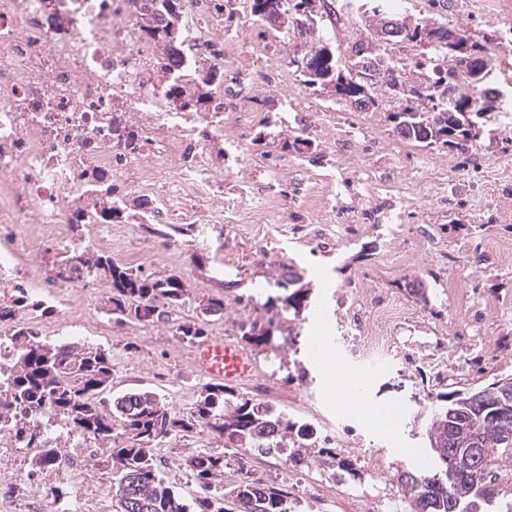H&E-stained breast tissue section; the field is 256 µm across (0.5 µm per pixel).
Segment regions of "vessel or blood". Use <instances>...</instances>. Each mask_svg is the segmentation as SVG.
<instances>
[{"mask_svg":"<svg viewBox=\"0 0 512 512\" xmlns=\"http://www.w3.org/2000/svg\"><path fill=\"white\" fill-rule=\"evenodd\" d=\"M193 358L199 371L228 387L251 378L257 371L252 354L223 336H213L196 344Z\"/></svg>","mask_w":512,"mask_h":512,"instance_id":"obj_1","label":"vessel or blood"}]
</instances>
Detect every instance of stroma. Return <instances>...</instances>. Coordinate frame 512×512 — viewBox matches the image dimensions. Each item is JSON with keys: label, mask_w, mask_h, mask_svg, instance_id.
Listing matches in <instances>:
<instances>
[{"label": "stroma", "mask_w": 512, "mask_h": 512, "mask_svg": "<svg viewBox=\"0 0 512 512\" xmlns=\"http://www.w3.org/2000/svg\"><path fill=\"white\" fill-rule=\"evenodd\" d=\"M448 25L495 37L512 28V6L505 0H453ZM285 95L295 98L313 119L330 107L323 97L296 83L285 92H259L261 113L281 114L277 102ZM366 120L371 123L369 158L374 171L393 169L407 177L416 173L418 159L428 157L436 172L447 175L446 199L410 209L398 235H390L387 225L376 219L386 207L384 197L367 199L362 215L339 207L334 223L326 224L321 202L294 212L290 181L284 178L276 183L274 195L291 220L270 225L269 237L228 229L216 242L194 233L181 237L177 260L164 259L152 267L155 274H176L187 284L189 295L173 311L174 322L193 316L202 299L220 294L224 314L213 323L214 332L237 342L242 325L280 324L282 335L258 347L255 357L265 378L276 384L274 406L315 427L331 426L337 457L352 461V471H339V485L322 490L333 512H357L355 498L362 494L381 506L397 468L418 457L429 459L425 425L437 396L478 390L512 377V174L494 170L496 163L512 158V127H504L502 117L491 114L480 121L482 135L476 146L445 152L397 137L385 113L377 110L337 113L336 128L341 131ZM286 153L294 166L320 176L336 173L341 163L317 126ZM283 260L303 270L311 284L308 303L298 313L265 305V285L277 278ZM355 281L389 295L401 309L387 365L378 371L352 356L355 339L346 330L341 298ZM104 300L101 294L93 299L91 324L60 320L59 338L110 347L115 390L159 387L173 407L190 409L205 382L191 348L170 331L111 324L102 312ZM318 336L326 337L334 350L335 368L323 369L311 354ZM358 377L367 384L364 405L398 411L394 434L371 429L337 403V379ZM164 449L173 461L167 478L184 497H193L194 486L181 461L198 451L224 453V482L241 476L235 454L225 453L222 442L207 433L173 439ZM321 465L314 452L303 472L271 471L262 480L274 486L292 482L294 512H315L317 501L304 487Z\"/></svg>", "instance_id": "obj_1"}]
</instances>
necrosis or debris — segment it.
Instances as JSON below:
<instances>
[{"label": "necrosis or debris", "instance_id": "4bbe7bcc", "mask_svg": "<svg viewBox=\"0 0 512 512\" xmlns=\"http://www.w3.org/2000/svg\"><path fill=\"white\" fill-rule=\"evenodd\" d=\"M184 45L161 59L143 38L131 0H0V287H21L57 302L64 315L85 312L101 279L47 286L37 249L70 248L71 214L92 202L111 204L114 177L129 173L138 211L149 223L181 212L187 224L214 231L283 223L271 181L252 177L259 167L239 131L256 114L254 90L275 89L295 79L282 46L249 44L224 31L213 0H183ZM215 66L231 77L214 91L217 106L189 114L168 100L161 80H191L194 64ZM138 128L142 145L127 150L113 119ZM221 134L223 153L208 154L209 138ZM236 179L233 197L223 195L225 176ZM295 209L325 195L324 223H331L341 182L294 170ZM444 183L430 176L402 180L370 174L356 202L369 195L387 200L383 221L400 224L421 199L441 195ZM350 330L360 339L357 359L382 365L388 334L400 319L396 304L372 288L352 285Z\"/></svg>", "mask_w": 512, "mask_h": 512}]
</instances>
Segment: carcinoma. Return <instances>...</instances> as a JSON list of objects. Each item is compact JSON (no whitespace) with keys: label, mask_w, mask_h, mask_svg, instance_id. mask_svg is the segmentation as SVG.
<instances>
[{"label":"carcinoma","mask_w":512,"mask_h":512,"mask_svg":"<svg viewBox=\"0 0 512 512\" xmlns=\"http://www.w3.org/2000/svg\"><path fill=\"white\" fill-rule=\"evenodd\" d=\"M142 34L162 47L163 56L176 54L182 44L181 0H133ZM337 0H250L252 17L272 20L278 32H319L340 21ZM426 17L409 21L385 14L380 0H363L361 18L368 34L340 51L323 37L308 48L299 64L302 85L313 95H327L345 106L365 110L380 105L388 93L399 105L388 113L391 131L417 147L466 149L479 136L473 118L500 109V97L487 91L491 80L490 47L485 39L465 36L472 62L455 61L458 31L438 21L448 14V0H423ZM216 13L224 16V31L236 32L239 17L232 0H214ZM414 51L411 63L419 78L410 80L394 68L387 47ZM224 75L210 66L194 70L186 84L167 83L164 93L185 112H201L212 103L215 83ZM120 213L104 206L74 216L73 228L82 231L90 220L107 221ZM146 232L164 242L185 236L188 224H146ZM97 277L108 284L104 314L120 324H148L165 319L181 307L188 288L178 275L156 276L117 262L83 244L60 256L55 277L71 282L78 277ZM275 294L265 306L299 312L310 294L302 276L292 271L275 282ZM224 312V297H210L196 307L195 316L176 326L177 335L188 344L212 336V317ZM39 315L35 304L25 302L24 289L0 291V346L10 349L6 366L7 389L0 396V417L22 419L16 438L26 447L41 449L29 465V477L52 467L62 456L58 443L48 442L54 426L67 434L86 438L102 454L94 457L107 476L112 493V512H292L288 484L267 486L241 477L232 484L217 481L224 471V454L200 451L184 460L195 487L186 500L155 465V451L172 438L190 437L207 431L224 441V448H241L268 454L290 448H310L316 429L298 423L273 405L244 398L220 382H209L196 392L188 412L175 409L166 395L147 387L130 388L112 395V351L101 344L80 340H50L30 325L27 318ZM274 326L242 327V339L250 345L269 343ZM500 417L461 399L439 404L431 410L426 438L435 455L437 470L424 463L397 471L396 479L408 498V512H448L457 483L448 474L467 471L470 448L478 443L486 481L470 488L457 512H468L472 503L480 512H512V499L502 495L495 483L494 464L512 460V399H489ZM45 413L52 425L25 422L28 415ZM455 445V462L439 448Z\"/></svg>","instance_id":"1"}]
</instances>
